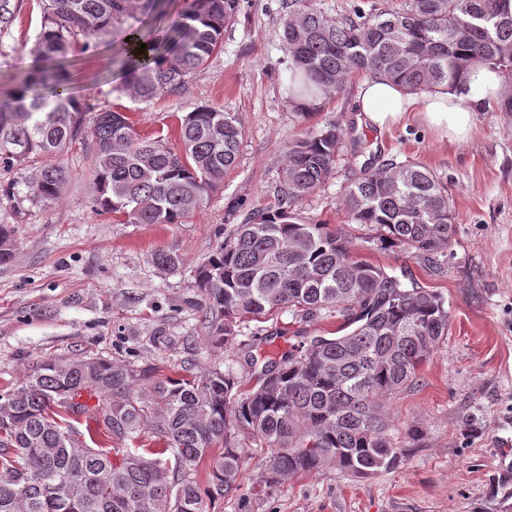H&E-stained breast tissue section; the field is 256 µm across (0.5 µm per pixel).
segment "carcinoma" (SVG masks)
Listing matches in <instances>:
<instances>
[{"label":"carcinoma","instance_id":"carcinoma-1","mask_svg":"<svg viewBox=\"0 0 512 512\" xmlns=\"http://www.w3.org/2000/svg\"><path fill=\"white\" fill-rule=\"evenodd\" d=\"M36 5L32 52L47 64L111 36L112 25L137 9L136 0ZM239 8L240 0H193L146 41L161 67L126 53L136 96L149 101L205 68ZM16 12V0H0V31ZM282 39L298 79L294 91L311 100L332 97L356 73L389 78L412 93L452 86L472 62L512 82V12L501 0H406L344 20L292 0ZM62 81L59 72L36 67L23 93L0 111V167L25 171L21 181L0 185V196L17 207L59 199L69 178L55 158L83 138L91 108L60 90ZM49 84L53 98L32 93ZM91 134L93 208L131 224L186 222L236 166L243 139L235 120L210 105L181 119L179 150L166 137H139L127 114L110 107L97 110ZM343 144L339 125L288 144L283 207L239 225L197 268L196 287L217 348L235 344L238 319L279 307L302 320L336 313L350 331L305 337L253 372L246 391L218 368L152 380L101 357L34 365L21 385L0 393V472L12 473L0 476V512H211L217 497L240 489L248 441L264 450L268 486L326 466L368 479L399 465L405 448L391 434L383 402L413 386L420 366L448 339V307L441 294L353 259L345 238L327 225L294 221L291 207L334 174ZM343 205L354 223L381 232V244L428 261L454 232L447 191L415 162L364 167ZM14 246L13 228L0 224V265L12 261ZM152 261L169 271L180 257L159 250ZM90 410L109 437L132 441L147 433L164 447L94 448L74 425ZM73 440L83 453L71 452ZM204 461L205 491L198 481ZM72 481L83 485L78 498L64 492Z\"/></svg>","mask_w":512,"mask_h":512}]
</instances>
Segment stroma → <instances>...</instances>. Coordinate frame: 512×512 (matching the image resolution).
Masks as SVG:
<instances>
[{
  "mask_svg": "<svg viewBox=\"0 0 512 512\" xmlns=\"http://www.w3.org/2000/svg\"><path fill=\"white\" fill-rule=\"evenodd\" d=\"M288 3L240 0L222 51L180 88L149 102L126 89L116 62L130 31L152 37L144 9L115 24L110 38L68 53L63 65L77 95L127 112L141 136L175 139L179 119L208 104L235 119L243 144L235 169L183 224L96 214L85 141L58 156L70 171L59 200L17 208L0 199V224L16 231L14 258L0 265V389L20 384L38 361L93 355L149 369L156 379L217 367L245 381L247 358L262 364L301 337L334 335L341 319L303 322L283 308L259 321L241 319L236 345L214 348L194 271L238 225L278 208L288 143L338 123L353 128L362 151L346 156L292 215L348 234L354 256L447 300V340L416 384L385 403L394 436L415 425L424 437L400 466L367 480L328 466L270 488L263 452L249 445L240 490L216 499L213 512H502L503 498L512 499V112L480 109L476 134L459 144L440 140L416 115L380 128L354 110L360 73L300 117L288 103L291 71L281 39ZM39 28L35 0H21L0 33V106L11 103L28 71ZM393 160L424 165L448 192L455 233L435 262L381 246L375 230L354 224L344 209L343 188L361 165ZM166 249L182 258L171 271L152 263ZM466 414L477 417L476 427L463 425Z\"/></svg>",
  "mask_w": 512,
  "mask_h": 512,
  "instance_id": "obj_1",
  "label": "stroma"
}]
</instances>
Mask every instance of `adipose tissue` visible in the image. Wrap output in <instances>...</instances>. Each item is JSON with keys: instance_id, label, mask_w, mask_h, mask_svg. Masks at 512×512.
I'll return each mask as SVG.
<instances>
[{"instance_id": "1", "label": "adipose tissue", "mask_w": 512, "mask_h": 512, "mask_svg": "<svg viewBox=\"0 0 512 512\" xmlns=\"http://www.w3.org/2000/svg\"><path fill=\"white\" fill-rule=\"evenodd\" d=\"M507 90L497 71L475 64L457 87L440 86L418 95L389 79L371 78L361 83L357 104L366 119L380 126L397 123L409 112L420 113L440 139L458 144L473 136L475 110L498 103Z\"/></svg>"}]
</instances>
